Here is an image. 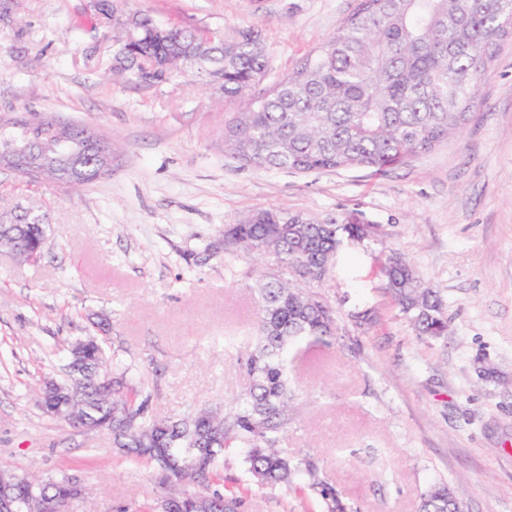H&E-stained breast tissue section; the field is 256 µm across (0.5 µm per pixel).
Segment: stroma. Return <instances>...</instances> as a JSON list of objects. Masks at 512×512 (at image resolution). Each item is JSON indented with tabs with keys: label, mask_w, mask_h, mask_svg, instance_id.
<instances>
[{
	"label": "stroma",
	"mask_w": 512,
	"mask_h": 512,
	"mask_svg": "<svg viewBox=\"0 0 512 512\" xmlns=\"http://www.w3.org/2000/svg\"><path fill=\"white\" fill-rule=\"evenodd\" d=\"M90 0H0V121L31 113L112 139V172L77 189L0 170V196L44 216L35 261L0 250V469L79 475L97 512H135L166 490L112 447L108 429L47 419L28 388L63 379L67 345L94 317L129 384L149 374L154 406L179 415L231 400L251 380L224 347L253 332L259 259L224 253L223 229L280 208L369 225L345 241L320 292L343 344L290 345L296 391L282 448L316 454L353 512H416L444 479L466 512H512V42L481 81L457 140L383 170L306 174L224 152L241 101L189 79L156 86L113 75L109 30ZM357 0H117L187 28H262L272 77L335 32ZM445 298L448 335H414L384 290L392 252Z\"/></svg>",
	"instance_id": "obj_1"
}]
</instances>
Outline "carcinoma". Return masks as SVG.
I'll use <instances>...</instances> for the list:
<instances>
[{"label": "carcinoma", "mask_w": 512, "mask_h": 512, "mask_svg": "<svg viewBox=\"0 0 512 512\" xmlns=\"http://www.w3.org/2000/svg\"><path fill=\"white\" fill-rule=\"evenodd\" d=\"M114 0H95L85 22L96 26ZM512 40V0H358L334 34L297 69L268 92L252 89L269 70L262 30L231 31L164 26L141 12L136 39L119 55L117 74L146 85L167 83L183 74L186 57L195 58L191 77L211 84L227 98L246 100L224 124V152L243 164L291 173L356 167L385 170L451 141L463 132L478 106L482 76L499 46ZM66 130L78 141L72 152L58 145ZM107 145L86 125L59 118L0 125V158L26 175L46 163L48 178L79 187L104 176L98 152ZM3 216L14 222V250L24 261L45 238L43 224H31L26 211ZM366 224L322 222L304 213L275 208L251 211L224 225V254L275 256L288 280L274 271L254 278L256 327L250 341L224 344L252 378L247 393L219 408L202 405L175 417L153 410L148 385L129 386L113 377L112 392L100 395L96 374L114 361L103 337L87 336L80 348L79 373L62 385L79 393L92 425L112 420V444L132 462H146L159 484L181 481L184 512H197L201 498L237 509L248 491L282 487L308 492L315 512H348L336 487L311 455L288 458L279 444L292 421L294 391L286 378L288 346L304 336L342 340L336 310L309 288L321 284L346 239H361ZM387 292L425 341L446 336V304L405 257L394 254L381 266ZM230 448L243 456L245 480L224 478L218 457ZM223 490H218V487ZM71 475L21 484L19 496L68 500ZM462 498L445 482L421 496L419 512H460Z\"/></svg>", "instance_id": "obj_1"}]
</instances>
